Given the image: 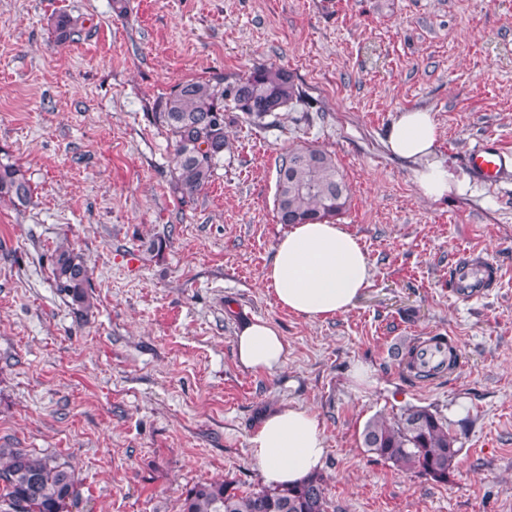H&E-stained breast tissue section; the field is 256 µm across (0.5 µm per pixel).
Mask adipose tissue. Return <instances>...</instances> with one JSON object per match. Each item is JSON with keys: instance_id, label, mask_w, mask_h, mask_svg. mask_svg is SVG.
Instances as JSON below:
<instances>
[{"instance_id": "obj_1", "label": "adipose tissue", "mask_w": 512, "mask_h": 512, "mask_svg": "<svg viewBox=\"0 0 512 512\" xmlns=\"http://www.w3.org/2000/svg\"><path fill=\"white\" fill-rule=\"evenodd\" d=\"M438 128L430 112L405 111L387 137L391 152L416 163L421 194L438 199L463 189L435 157ZM371 279V268L357 239L327 221L293 225L276 247L264 274L277 302L306 318L326 319L348 311ZM239 362L256 371L283 364L286 344L276 326L258 319L235 338ZM251 458L264 484H296L316 473L326 452L317 414L285 407L265 413L249 437Z\"/></svg>"}]
</instances>
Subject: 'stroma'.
I'll return each mask as SVG.
<instances>
[{"label": "stroma", "instance_id": "stroma-1", "mask_svg": "<svg viewBox=\"0 0 512 512\" xmlns=\"http://www.w3.org/2000/svg\"><path fill=\"white\" fill-rule=\"evenodd\" d=\"M81 31L56 45L51 20ZM274 65L300 96L249 123L200 194L174 187L156 118L185 81ZM424 109L463 193L432 201L384 139ZM512 150V0H0V161L27 206L0 201V446L60 455L81 481L70 512H179L196 484H262L248 438L261 416L313 410L330 512H512V175L480 182L475 145ZM312 145L350 189L337 224L372 266L346 312L310 320L263 275L277 242L280 159ZM69 241L89 270L85 316L55 287ZM162 241L156 252L151 242ZM497 267L476 297L451 288L469 253ZM260 317L286 343L271 372L242 366L235 337ZM450 339L453 371L417 379L407 351ZM367 367L372 385H356ZM427 407L460 454L448 483L367 451L375 416ZM0 199L14 204L31 202V185L22 170L10 163L0 162Z\"/></svg>", "mask_w": 512, "mask_h": 512}]
</instances>
